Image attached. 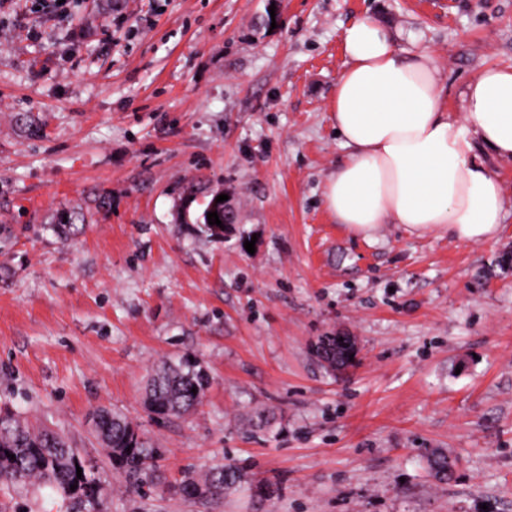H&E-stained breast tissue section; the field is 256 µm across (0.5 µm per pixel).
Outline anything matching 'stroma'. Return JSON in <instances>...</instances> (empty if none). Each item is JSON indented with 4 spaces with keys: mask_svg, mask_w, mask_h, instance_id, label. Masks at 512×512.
Returning <instances> with one entry per match:
<instances>
[{
    "mask_svg": "<svg viewBox=\"0 0 512 512\" xmlns=\"http://www.w3.org/2000/svg\"><path fill=\"white\" fill-rule=\"evenodd\" d=\"M366 17L434 54L450 110L512 68V0H0V408L93 462L97 512H512V160L474 150L504 190L488 242L337 224L329 107ZM217 191L220 237L196 222ZM336 335L359 362L333 375L312 346ZM179 358L202 402L152 421L146 382ZM101 408L150 437L152 483L113 471ZM225 463L273 498L183 492ZM0 512L76 510L26 486ZM428 470L432 477L439 482L451 479L456 462L444 451H432L426 458Z\"/></svg>",
    "mask_w": 512,
    "mask_h": 512,
    "instance_id": "obj_1",
    "label": "stroma"
}]
</instances>
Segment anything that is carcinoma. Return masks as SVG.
<instances>
[{
	"instance_id": "carcinoma-1",
	"label": "carcinoma",
	"mask_w": 512,
	"mask_h": 512,
	"mask_svg": "<svg viewBox=\"0 0 512 512\" xmlns=\"http://www.w3.org/2000/svg\"><path fill=\"white\" fill-rule=\"evenodd\" d=\"M208 384L207 375L188 361L166 360L148 379L145 405L157 419L181 418L201 403ZM96 435L109 449L112 467L139 487L152 481L157 449L153 448L128 416L118 410L102 409L96 414ZM0 448L15 455L14 463L0 466V487L49 485L83 507L96 512L103 487L96 473L88 470L77 476L76 466L83 458L66 438L48 430H34L14 414H0ZM426 463L432 477L440 482L451 479L456 462L443 451H433ZM248 483L246 472L232 464L216 466L199 478L185 476L183 489L194 498L207 501Z\"/></svg>"
}]
</instances>
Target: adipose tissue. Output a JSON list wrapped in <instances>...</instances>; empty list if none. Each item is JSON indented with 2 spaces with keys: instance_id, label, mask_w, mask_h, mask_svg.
<instances>
[{
  "instance_id": "adipose-tissue-1",
  "label": "adipose tissue",
  "mask_w": 512,
  "mask_h": 512,
  "mask_svg": "<svg viewBox=\"0 0 512 512\" xmlns=\"http://www.w3.org/2000/svg\"><path fill=\"white\" fill-rule=\"evenodd\" d=\"M342 50L330 112L347 155L324 182L329 214L367 239L388 224L471 244L493 239L504 191L474 146L512 159V69L485 68L455 114L442 102L436 58L399 50L375 19L348 26Z\"/></svg>"
}]
</instances>
